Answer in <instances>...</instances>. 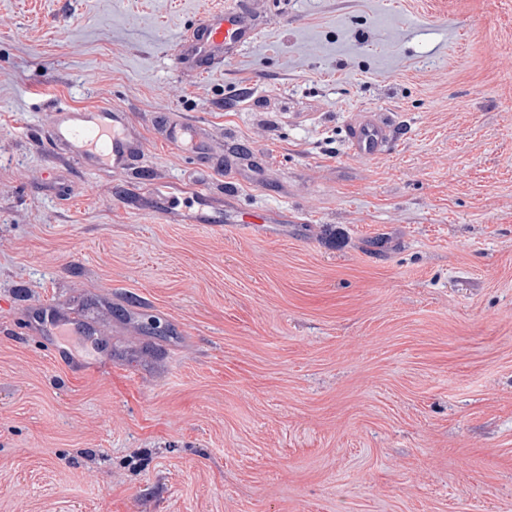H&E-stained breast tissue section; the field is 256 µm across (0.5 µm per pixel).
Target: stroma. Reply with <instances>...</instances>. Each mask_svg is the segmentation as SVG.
Masks as SVG:
<instances>
[{
	"instance_id": "obj_1",
	"label": "stroma",
	"mask_w": 512,
	"mask_h": 512,
	"mask_svg": "<svg viewBox=\"0 0 512 512\" xmlns=\"http://www.w3.org/2000/svg\"><path fill=\"white\" fill-rule=\"evenodd\" d=\"M230 2L0 0V512H512V0ZM206 14V19L193 26L177 46L176 61L182 67L205 71L217 59L236 56L260 35L252 13L239 1ZM57 112L48 135L52 152L77 160L86 168L123 170L127 166L137 140L122 108L66 106ZM392 137V125L375 114L354 123L348 132L349 150L354 154L376 155ZM164 143L173 149L189 152L201 141L199 126L190 121L166 123L163 128Z\"/></svg>"
}]
</instances>
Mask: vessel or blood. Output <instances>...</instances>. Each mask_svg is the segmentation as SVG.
<instances>
[{
    "instance_id": "vessel-or-blood-1",
    "label": "vessel or blood",
    "mask_w": 512,
    "mask_h": 512,
    "mask_svg": "<svg viewBox=\"0 0 512 512\" xmlns=\"http://www.w3.org/2000/svg\"><path fill=\"white\" fill-rule=\"evenodd\" d=\"M259 35L252 13L241 5L216 7L185 35L176 61L203 71L217 59L236 56ZM391 137V123L372 114L351 126L348 146L352 153L375 155ZM48 138L54 153L93 169H124L137 147L128 113L112 106L59 108ZM200 139L199 126L190 121L170 122L163 128L165 144L177 150L191 151Z\"/></svg>"
}]
</instances>
